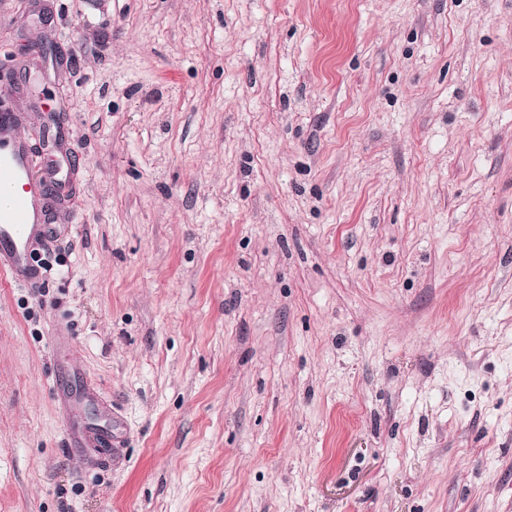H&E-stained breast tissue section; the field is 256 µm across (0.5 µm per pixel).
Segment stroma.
Returning <instances> with one entry per match:
<instances>
[{"label": "stroma", "mask_w": 512, "mask_h": 512, "mask_svg": "<svg viewBox=\"0 0 512 512\" xmlns=\"http://www.w3.org/2000/svg\"><path fill=\"white\" fill-rule=\"evenodd\" d=\"M4 56L71 174L0 512H512V0H0Z\"/></svg>", "instance_id": "obj_1"}]
</instances>
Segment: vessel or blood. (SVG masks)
Segmentation results:
<instances>
[{
    "instance_id": "vessel-or-blood-1",
    "label": "vessel or blood",
    "mask_w": 512,
    "mask_h": 512,
    "mask_svg": "<svg viewBox=\"0 0 512 512\" xmlns=\"http://www.w3.org/2000/svg\"><path fill=\"white\" fill-rule=\"evenodd\" d=\"M31 143L16 137L9 116H0V180L14 188L12 204L0 210V273L18 286L41 285L36 248L54 241L59 230L46 213L43 186L33 173Z\"/></svg>"
}]
</instances>
